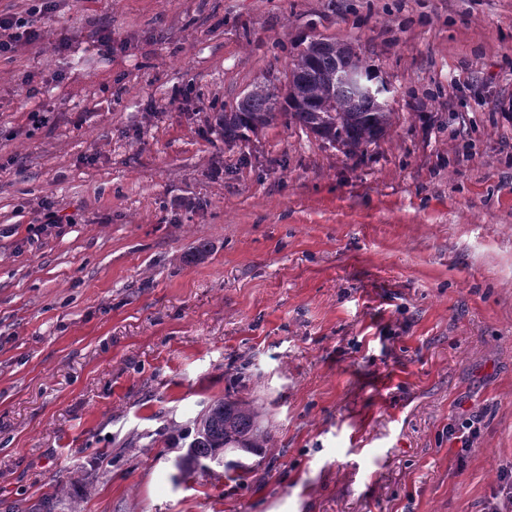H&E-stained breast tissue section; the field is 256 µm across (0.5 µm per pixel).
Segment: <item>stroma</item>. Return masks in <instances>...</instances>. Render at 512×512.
Segmentation results:
<instances>
[{
	"label": "stroma",
	"instance_id": "stroma-1",
	"mask_svg": "<svg viewBox=\"0 0 512 512\" xmlns=\"http://www.w3.org/2000/svg\"><path fill=\"white\" fill-rule=\"evenodd\" d=\"M40 6L0 0L41 33L0 56V512H512V0ZM322 38L387 134L225 145ZM228 395L262 451L180 471Z\"/></svg>",
	"mask_w": 512,
	"mask_h": 512
}]
</instances>
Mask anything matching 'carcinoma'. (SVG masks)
<instances>
[{
	"label": "carcinoma",
	"instance_id": "1",
	"mask_svg": "<svg viewBox=\"0 0 512 512\" xmlns=\"http://www.w3.org/2000/svg\"><path fill=\"white\" fill-rule=\"evenodd\" d=\"M347 66L371 74L359 54L344 45L316 40L292 62L284 100L265 86L239 103L238 111L224 112L217 125L224 144L231 146L246 133L265 128L279 119L295 124L321 140L355 156L377 143L393 125L394 113L381 100L363 95L342 83L338 68ZM267 439L257 415L227 396L213 402L194 427L182 468L209 470L207 462L222 448L256 449Z\"/></svg>",
	"mask_w": 512,
	"mask_h": 512
}]
</instances>
